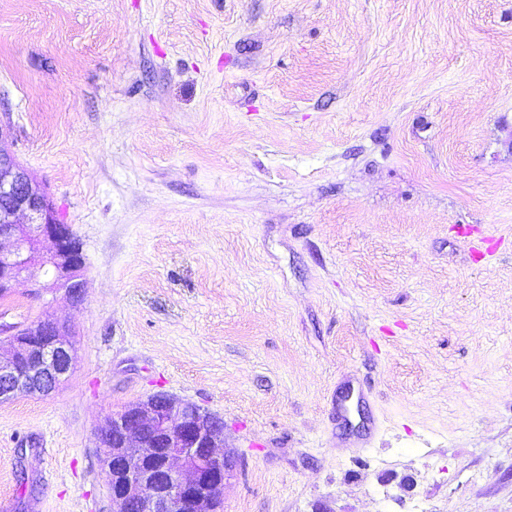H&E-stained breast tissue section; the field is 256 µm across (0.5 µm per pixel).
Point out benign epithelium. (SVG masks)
<instances>
[{"label":"benign epithelium","mask_w":512,"mask_h":512,"mask_svg":"<svg viewBox=\"0 0 512 512\" xmlns=\"http://www.w3.org/2000/svg\"><path fill=\"white\" fill-rule=\"evenodd\" d=\"M20 214L28 222L16 220ZM0 293L29 279L44 298L62 291L83 297L85 260L71 225L0 147ZM52 251L41 254L42 241ZM71 327L36 321L13 334L10 357L0 360V403L19 395H47L74 370ZM112 455L103 463L112 512H214L229 472L223 420L168 394L129 404L107 417Z\"/></svg>","instance_id":"7a95c632"}]
</instances>
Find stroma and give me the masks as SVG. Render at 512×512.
I'll use <instances>...</instances> for the list:
<instances>
[{
  "mask_svg": "<svg viewBox=\"0 0 512 512\" xmlns=\"http://www.w3.org/2000/svg\"><path fill=\"white\" fill-rule=\"evenodd\" d=\"M4 145L80 240L0 512H112L97 427L224 421L223 512H512V0H0Z\"/></svg>",
  "mask_w": 512,
  "mask_h": 512,
  "instance_id": "1",
  "label": "stroma"
}]
</instances>
